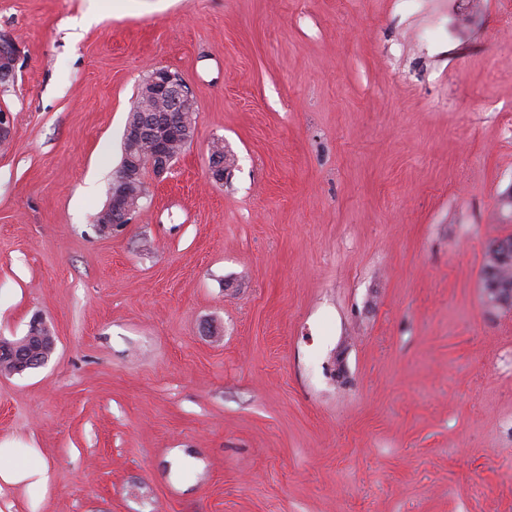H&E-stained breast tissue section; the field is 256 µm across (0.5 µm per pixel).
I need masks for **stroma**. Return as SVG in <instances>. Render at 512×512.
<instances>
[{
	"instance_id": "obj_1",
	"label": "stroma",
	"mask_w": 512,
	"mask_h": 512,
	"mask_svg": "<svg viewBox=\"0 0 512 512\" xmlns=\"http://www.w3.org/2000/svg\"><path fill=\"white\" fill-rule=\"evenodd\" d=\"M512 0H0V512H512ZM194 137L94 226L138 84ZM224 140L223 182L207 175ZM212 335H204L203 326ZM200 460L176 473L174 451ZM18 55L14 44L0 35V89L5 90L14 82ZM129 169L119 168L112 177L108 202L101 214L98 232L112 234V230L129 224L133 215L142 209L143 199L146 198L145 187L134 190L129 178ZM488 267H492L496 269V277H498V282L505 286L511 288V291L505 290L504 288H497V284L491 280L490 270H486L485 278H486V297L489 303L491 304H507L511 305L512 303V253L508 255L506 258L501 257V259L496 258L494 255L492 257L491 263ZM23 343H2L0 348V365L9 366V375L23 374L24 372L44 365L46 357L35 355L30 349L20 351ZM0 482L12 486L45 488L48 483V474L39 464L29 467L16 466L11 461L10 449L0 448Z\"/></svg>"
}]
</instances>
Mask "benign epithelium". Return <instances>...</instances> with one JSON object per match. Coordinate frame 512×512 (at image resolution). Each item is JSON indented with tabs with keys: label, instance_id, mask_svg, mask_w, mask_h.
<instances>
[{
	"label": "benign epithelium",
	"instance_id": "obj_1",
	"mask_svg": "<svg viewBox=\"0 0 512 512\" xmlns=\"http://www.w3.org/2000/svg\"><path fill=\"white\" fill-rule=\"evenodd\" d=\"M18 55L14 44L0 35V89L14 82ZM144 98L148 104L128 116L124 128V148L131 152L140 146L146 147L140 164L150 168L161 178L172 170L175 155L170 152V141L187 131L194 123L197 104L189 88L180 78L166 68L153 71L144 87ZM224 156L210 153L209 177L224 180ZM145 187L133 189L129 170L118 169L112 177L108 202L101 214L98 232L110 234L112 230L130 222L133 215L142 209ZM486 297L491 304H511L512 290L497 287L490 273H485ZM46 363L43 356L29 349L20 350V344L0 345V365L9 366V374L24 372Z\"/></svg>",
	"mask_w": 512,
	"mask_h": 512
}]
</instances>
